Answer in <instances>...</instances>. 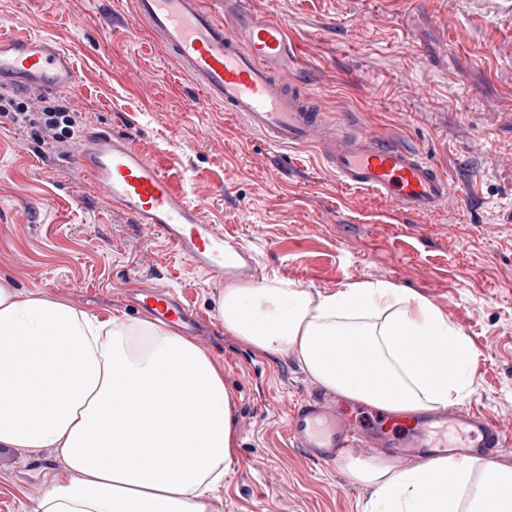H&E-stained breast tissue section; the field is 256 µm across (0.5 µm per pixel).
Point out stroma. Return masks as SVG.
<instances>
[{
    "label": "stroma",
    "mask_w": 512,
    "mask_h": 512,
    "mask_svg": "<svg viewBox=\"0 0 512 512\" xmlns=\"http://www.w3.org/2000/svg\"><path fill=\"white\" fill-rule=\"evenodd\" d=\"M283 23L295 71L332 123L419 150L455 188L430 216L399 215L343 188L318 148L276 147L217 104L162 51L134 0H0V32L54 39L74 55L76 93L12 92L51 102L84 130L132 135L203 215L277 276L324 292L388 280L426 298L470 337L473 391L460 400L499 420L512 466V20L491 0H245ZM77 141L0 119V278L25 297L106 320L138 318L127 293L161 284L190 303V341L224 371L236 460L213 512H361L368 486L344 462L313 461L288 438L294 403L318 384L294 354L259 357L224 329L222 282L194 271L158 232L109 209L81 176ZM73 472L56 449L0 447V512H39Z\"/></svg>",
    "instance_id": "stroma-1"
}]
</instances>
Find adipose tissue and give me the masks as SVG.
Here are the masks:
<instances>
[{
	"label": "adipose tissue",
	"mask_w": 512,
	"mask_h": 512,
	"mask_svg": "<svg viewBox=\"0 0 512 512\" xmlns=\"http://www.w3.org/2000/svg\"><path fill=\"white\" fill-rule=\"evenodd\" d=\"M220 318L252 353L294 351L320 386L382 411H433L473 390L470 339L386 281L315 295L232 280ZM233 410L223 370L165 323L102 321L0 281V447L57 449L74 473L40 512H211L235 458ZM348 469L371 489L362 512H512V467L486 458Z\"/></svg>",
	"instance_id": "adipose-tissue-1"
}]
</instances>
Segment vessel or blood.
Segmentation results:
<instances>
[{
	"instance_id": "1",
	"label": "vessel or blood",
	"mask_w": 512,
	"mask_h": 512,
	"mask_svg": "<svg viewBox=\"0 0 512 512\" xmlns=\"http://www.w3.org/2000/svg\"><path fill=\"white\" fill-rule=\"evenodd\" d=\"M165 54L193 79L203 103L223 105L270 144L318 147L323 163L346 189L386 200L394 212L429 215L446 206L452 188L437 165L419 151L359 129L331 124L317 96L300 85L291 63L293 44L284 24L236 7L231 24L206 0H135ZM43 94L79 87L71 51L41 36L0 34V85ZM80 173L104 193L110 208L150 225L193 270L207 277L252 273L254 258L203 217L200 202L178 190L168 172L134 138L104 131L82 134L76 155ZM137 309L181 328L190 307L166 287L138 290ZM364 407L319 397L298 402L288 415V435L314 461L336 460L375 448L396 463L412 454H495L505 436L492 417L448 408L364 421ZM457 434L455 441L445 431Z\"/></svg>"
}]
</instances>
